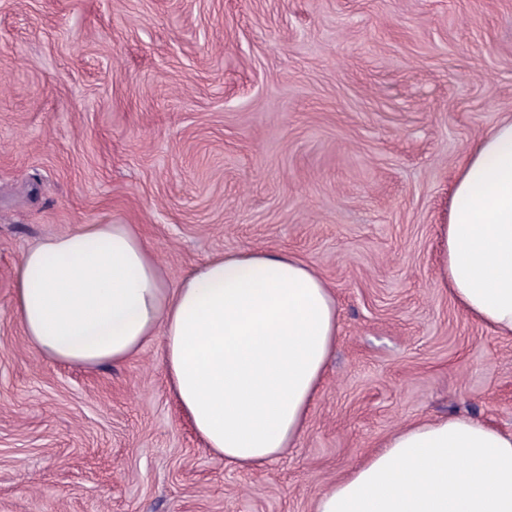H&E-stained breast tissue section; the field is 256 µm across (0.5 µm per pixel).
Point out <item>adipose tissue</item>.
Returning a JSON list of instances; mask_svg holds the SVG:
<instances>
[{
    "label": "adipose tissue",
    "mask_w": 512,
    "mask_h": 512,
    "mask_svg": "<svg viewBox=\"0 0 512 512\" xmlns=\"http://www.w3.org/2000/svg\"><path fill=\"white\" fill-rule=\"evenodd\" d=\"M439 286L512 335V117L456 175ZM13 312L30 346L61 363H120L160 342L182 414L242 468L302 436L339 334L332 289L294 253H218L172 288L129 224H83L29 249ZM315 512H512V434L462 415L413 423L320 495Z\"/></svg>",
    "instance_id": "ef3b65f1"
}]
</instances>
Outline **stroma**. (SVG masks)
Instances as JSON below:
<instances>
[{
    "label": "stroma",
    "instance_id": "stroma-1",
    "mask_svg": "<svg viewBox=\"0 0 512 512\" xmlns=\"http://www.w3.org/2000/svg\"><path fill=\"white\" fill-rule=\"evenodd\" d=\"M512 115V0H0V512H313L400 427L512 433V337L437 285L470 148ZM133 224L169 286L275 249L336 295V350L276 460L213 454L159 344L65 365L13 315L25 251Z\"/></svg>",
    "mask_w": 512,
    "mask_h": 512
}]
</instances>
